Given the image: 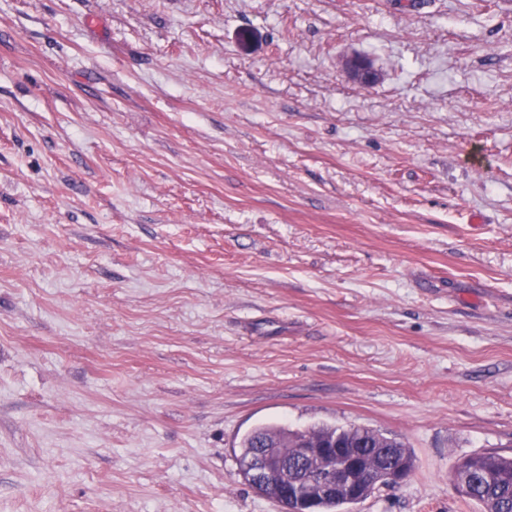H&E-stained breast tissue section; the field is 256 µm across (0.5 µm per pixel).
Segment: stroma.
Instances as JSON below:
<instances>
[{"instance_id": "1", "label": "stroma", "mask_w": 512, "mask_h": 512, "mask_svg": "<svg viewBox=\"0 0 512 512\" xmlns=\"http://www.w3.org/2000/svg\"><path fill=\"white\" fill-rule=\"evenodd\" d=\"M318 424L415 456L353 512L512 456V0H0V512H281ZM345 71L348 77L363 86H372L379 76L372 64L363 58L353 57L346 61ZM332 441L346 446L354 445L361 454V463L364 467H374L387 458L394 466L405 468L409 475L415 468V459L411 450L401 441L365 427L344 429L327 424L315 425L304 430H290L274 425L258 427L242 439L240 457L247 456L259 447H281L265 449L288 450V455L274 458L258 453L256 456L241 460L239 467L242 473L247 474L254 489L267 488L279 472L288 474L289 483L293 479V474L288 470V457L291 456L289 453L293 446L304 442L317 445Z\"/></svg>"}]
</instances>
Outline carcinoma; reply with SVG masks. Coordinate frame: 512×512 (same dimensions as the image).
I'll return each instance as SVG.
<instances>
[{
	"instance_id": "carcinoma-1",
	"label": "carcinoma",
	"mask_w": 512,
	"mask_h": 512,
	"mask_svg": "<svg viewBox=\"0 0 512 512\" xmlns=\"http://www.w3.org/2000/svg\"><path fill=\"white\" fill-rule=\"evenodd\" d=\"M335 441L355 446L365 467H374L387 458L393 465L413 472L415 459L410 449L394 439L365 427L338 428L321 424L304 430H290L267 425L254 429L240 443L241 455L246 456L259 447H279L285 451L300 443L317 445ZM468 476L466 498L476 502L481 512H512V457L492 452L474 453L460 459ZM386 483H365L358 494L338 492L317 496V512H349V507L367 499Z\"/></svg>"
}]
</instances>
